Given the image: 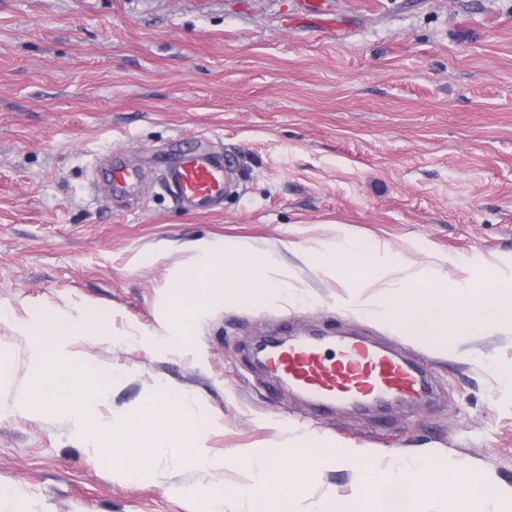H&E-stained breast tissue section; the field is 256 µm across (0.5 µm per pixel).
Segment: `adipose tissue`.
Wrapping results in <instances>:
<instances>
[{
    "instance_id": "1",
    "label": "adipose tissue",
    "mask_w": 512,
    "mask_h": 512,
    "mask_svg": "<svg viewBox=\"0 0 512 512\" xmlns=\"http://www.w3.org/2000/svg\"><path fill=\"white\" fill-rule=\"evenodd\" d=\"M308 260L330 277L370 271L372 282L382 283L383 293L337 297V309L388 326L400 335L424 339L440 350H451L456 336L463 333L512 329V258L502 266L472 258L475 269L490 270L492 276L504 280V287L493 289L480 287L471 277H449L440 267L428 268L409 280L393 279L397 256L378 247L366 250L348 233L332 247L309 254ZM237 454L249 463L250 481L237 491L249 502V512H273V501L264 491L272 477H280L291 491L310 474L305 455L299 453L289 455L284 463L253 448L238 449ZM360 481L365 491L357 502L323 500L314 512H392L391 497L396 491L402 495L405 512H430L437 503L447 512H488L489 500L458 492L452 477L437 468L427 451L408 461L391 457L384 465L361 468Z\"/></svg>"
}]
</instances>
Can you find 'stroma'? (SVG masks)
<instances>
[{
  "label": "stroma",
  "instance_id": "obj_1",
  "mask_svg": "<svg viewBox=\"0 0 512 512\" xmlns=\"http://www.w3.org/2000/svg\"><path fill=\"white\" fill-rule=\"evenodd\" d=\"M297 2L0 0L1 309L157 332L198 238L275 253L312 297L214 307L181 351L85 343L82 359L130 369L106 414L124 420L159 383L190 393L219 421L224 468L158 458L127 481L118 455L82 448L66 423L0 415V486L16 493L5 512H205L181 494L193 485L245 512L240 448H426L460 489L476 472L512 485V330L441 352L338 311L342 281L303 258L342 227L400 254L401 279L448 256L512 255V0ZM187 149L230 165L213 212L187 213L164 185ZM118 159L143 175L133 199L109 195ZM315 332L421 366L433 397L321 412L255 366L258 337ZM27 379L26 343L0 326V400ZM359 487V467L329 466L288 508Z\"/></svg>",
  "mask_w": 512,
  "mask_h": 512
}]
</instances>
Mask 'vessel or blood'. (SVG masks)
<instances>
[{"label": "vessel or blood", "mask_w": 512, "mask_h": 512, "mask_svg": "<svg viewBox=\"0 0 512 512\" xmlns=\"http://www.w3.org/2000/svg\"><path fill=\"white\" fill-rule=\"evenodd\" d=\"M164 182L185 210L209 212L224 196V160L197 150L185 153L166 168ZM270 348L275 375L323 407L382 405L422 389L419 376L405 362L349 336L337 337L338 358L329 365L310 336L277 337Z\"/></svg>", "instance_id": "b4317fda"}]
</instances>
